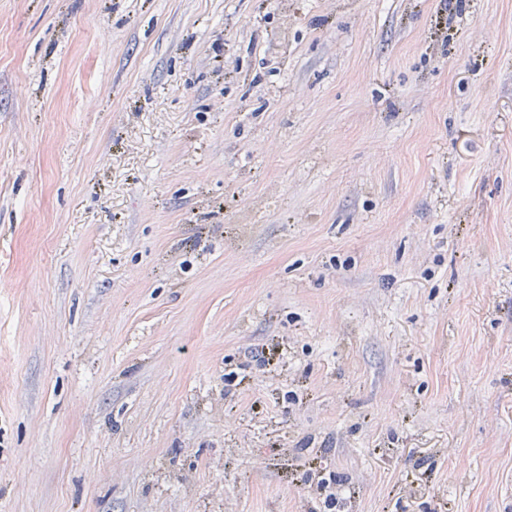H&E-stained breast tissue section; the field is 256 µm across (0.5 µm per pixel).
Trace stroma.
Here are the masks:
<instances>
[{"mask_svg": "<svg viewBox=\"0 0 512 512\" xmlns=\"http://www.w3.org/2000/svg\"><path fill=\"white\" fill-rule=\"evenodd\" d=\"M0 512H512V0H0Z\"/></svg>", "mask_w": 512, "mask_h": 512, "instance_id": "1", "label": "stroma"}]
</instances>
